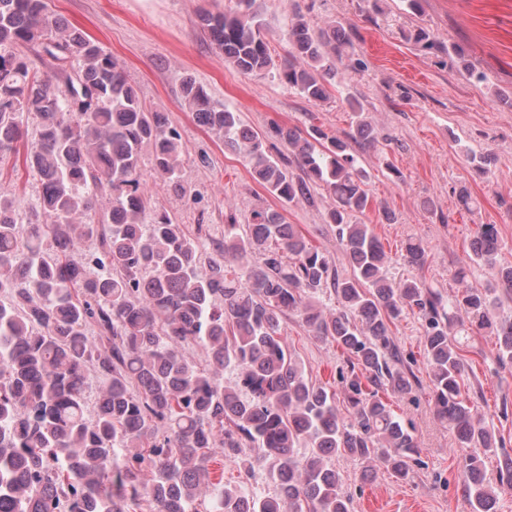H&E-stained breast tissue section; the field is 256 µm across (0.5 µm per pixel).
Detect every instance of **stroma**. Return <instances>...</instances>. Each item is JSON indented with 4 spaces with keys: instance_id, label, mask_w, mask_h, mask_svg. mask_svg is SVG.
<instances>
[{
    "instance_id": "35a3bbf8",
    "label": "stroma",
    "mask_w": 512,
    "mask_h": 512,
    "mask_svg": "<svg viewBox=\"0 0 512 512\" xmlns=\"http://www.w3.org/2000/svg\"><path fill=\"white\" fill-rule=\"evenodd\" d=\"M269 26L273 70L240 73L207 41L199 25L201 10L221 11L229 0H50L54 13L83 29L122 64L143 103L167 112L181 136L183 177L192 195L182 197L152 177L151 152H144L146 192L153 213H166L187 232L197 225L223 228L228 205L237 204L238 223L252 209L281 208L347 277L351 268L325 210L292 202L280 204L252 178L245 159L199 128L180 96V78L191 74L212 98L238 112L244 123L265 134L273 156L287 153L272 124L322 127L344 137L353 109L366 113L386 141L385 150L361 152L360 167L378 207L394 212V223L377 209L373 224L389 257L388 273L415 278L451 297L458 289L456 269L469 265L468 281L482 288L495 278L493 268L467 262L469 243L479 225L492 224L501 250L498 264L512 265V0H422L421 14L401 0H258ZM302 12L311 27L343 24L354 49L339 66L330 97L312 103L280 77L276 66L287 55L288 26ZM427 29L439 43L426 48L410 33ZM473 68L485 82L469 80ZM486 155L471 163L468 152ZM466 189L472 203L462 206L456 192ZM41 180L22 163L0 162V196L12 199L18 223H27L39 202ZM423 241L424 267L408 265L401 248L409 238ZM392 337L417 377L414 397L393 407L412 423L419 445L410 481L382 474L361 482L360 466L345 456L332 464L352 497L353 512H470L459 490L463 454L455 433L435 414L431 382L420 343L416 315L395 320ZM282 334L313 380L336 385V370L347 356L331 342L309 335L296 315L282 322ZM467 361L466 384L472 404L483 414L512 455V370L501 369L488 333L460 339Z\"/></svg>"
}]
</instances>
